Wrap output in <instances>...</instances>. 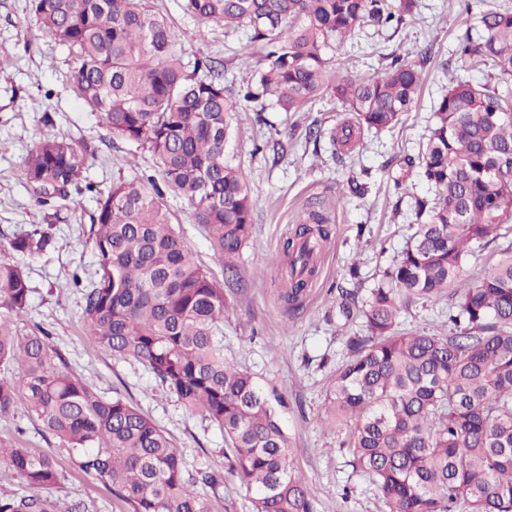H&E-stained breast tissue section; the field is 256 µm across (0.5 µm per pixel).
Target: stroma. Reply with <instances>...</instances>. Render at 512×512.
I'll return each instance as SVG.
<instances>
[{
    "mask_svg": "<svg viewBox=\"0 0 512 512\" xmlns=\"http://www.w3.org/2000/svg\"><path fill=\"white\" fill-rule=\"evenodd\" d=\"M152 4L171 19L177 47L186 58L207 55L220 61L225 81L240 76L245 63L258 60L259 50L246 28L228 34L203 24L184 13L181 0ZM469 27L480 30L479 16L462 15L459 0H419L399 29L367 27L330 46L327 56L333 67L362 76L381 68L382 54H414L422 48L431 53L412 110L392 131L362 130L355 151L331 141L330 131L352 116L327 95L304 112L286 114L270 107L258 113L242 105L233 115L224 159L239 167L251 187L253 226L236 261L238 282L224 289V359L250 372L263 390L281 396L283 427L313 512L385 510L369 479L349 466L347 428L329 412L328 388L343 362L344 339L363 330L356 316L343 320L338 305L349 291L355 294L352 310L365 305L370 289L405 245L415 222V199L432 194L407 161L425 143L431 106L447 90L449 77L460 74L512 98V79H498L489 67H462L456 42ZM72 67L67 49L39 32L28 0H0V260L13 259L10 240L31 225L54 226L52 246L27 261L33 292L17 329L43 330L84 381L104 396H121L137 405L166 432L189 472L223 475L217 489L201 490L209 512H251L250 492L227 474L222 431L186 411L141 363L113 358L87 335L82 285L96 269L87 241L96 208L91 193L71 192L47 209L19 177L36 143L56 135L86 146V176L98 190H108L122 177L159 173L150 153L134 154L129 145L108 141L98 114L71 87ZM313 124L323 129L315 142L306 137ZM353 179L365 184V193L350 191ZM398 180L403 183L399 190L394 187ZM163 202L204 269L223 282L224 261L211 249L191 208L170 194ZM305 212L327 217L331 236L312 284L300 305L292 306L284 297L282 241ZM354 263L360 267L357 281L348 275ZM76 276L81 279L77 285L72 282ZM0 441L39 448L55 458L63 479L48 489V496L82 502L86 512H129L121 498L74 465L24 405L0 418Z\"/></svg>",
    "mask_w": 512,
    "mask_h": 512,
    "instance_id": "35a3bbf8",
    "label": "stroma"
}]
</instances>
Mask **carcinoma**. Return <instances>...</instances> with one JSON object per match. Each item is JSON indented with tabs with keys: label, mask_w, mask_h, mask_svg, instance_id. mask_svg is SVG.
Instances as JSON below:
<instances>
[{
	"label": "carcinoma",
	"mask_w": 512,
	"mask_h": 512,
	"mask_svg": "<svg viewBox=\"0 0 512 512\" xmlns=\"http://www.w3.org/2000/svg\"><path fill=\"white\" fill-rule=\"evenodd\" d=\"M417 0H182L183 11L224 29L242 26L262 51L263 69L228 95L208 57L184 62L169 19L150 0H29L41 34L74 56L78 97L99 114L110 137L152 154L164 187L144 173L107 192L86 181L84 150L65 136L40 141L20 179L48 206L85 184L97 208L88 239L96 278L84 286L89 336L112 357L146 366L182 405L224 433L229 471L252 493V512H312L279 413L246 370L224 362V285L196 261L161 199L173 193L206 227L224 271L251 236V188L224 160L230 114L243 102L302 112L328 94L355 124L389 131L408 112L421 72L401 54L372 76L330 67L326 50L364 26L386 28L413 14ZM484 34L466 28L456 54L471 67L512 78V11L480 13ZM434 126L410 166L434 191L416 200L417 223L395 263L361 310L365 334L348 336L346 357L328 391L330 412L349 427L350 465L380 492L387 512H512V243L473 280L468 257L512 228V104L486 84L457 77L434 104ZM325 219L301 215L283 241L288 302L315 272ZM52 225L14 237L25 258L51 246ZM32 288L26 264L0 262V417L24 401L77 467L112 487L130 512H207L202 483L173 443L122 397L108 398L75 374L49 338L20 334ZM448 301L454 331L402 332L417 301ZM0 465L29 495H1L0 512H84L40 490L60 484L52 456L0 444Z\"/></svg>",
	"instance_id": "1"
}]
</instances>
